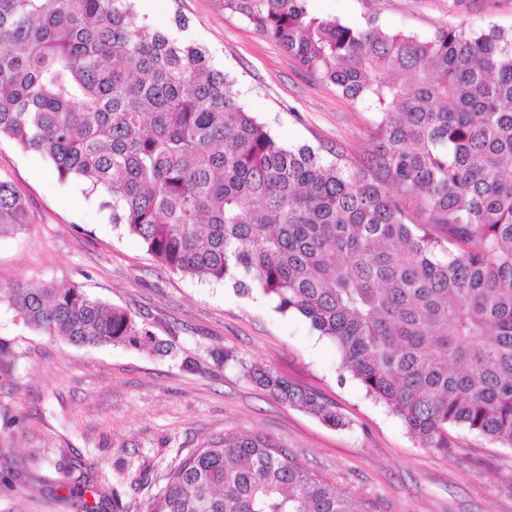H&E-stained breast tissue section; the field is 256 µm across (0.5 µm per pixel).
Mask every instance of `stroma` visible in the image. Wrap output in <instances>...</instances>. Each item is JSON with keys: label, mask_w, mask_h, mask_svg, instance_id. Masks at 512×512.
<instances>
[{"label": "stroma", "mask_w": 512, "mask_h": 512, "mask_svg": "<svg viewBox=\"0 0 512 512\" xmlns=\"http://www.w3.org/2000/svg\"><path fill=\"white\" fill-rule=\"evenodd\" d=\"M321 17L355 26L370 15L417 35L448 25L512 26V0H308ZM148 23L203 44L235 79L241 103L281 144H319L359 160L374 149L376 117L302 70L217 0H138ZM0 179L25 199L33 224L0 235V287L77 286L135 316L157 340L196 363L152 348L78 346L24 327L0 307V512H79L66 485L103 494L101 512H148L169 469L231 430L269 436L375 512H512V449L453 431L459 449L418 447L401 421L340 377L335 345L308 320L281 314L260 290L238 294L160 267L112 226L79 182H58L49 161L0 143ZM232 354L215 361V352ZM268 366L335 406L346 428L272 398L240 363Z\"/></svg>", "instance_id": "stroma-1"}]
</instances>
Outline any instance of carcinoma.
Returning <instances> with one entry per match:
<instances>
[{"label": "carcinoma", "mask_w": 512, "mask_h": 512, "mask_svg": "<svg viewBox=\"0 0 512 512\" xmlns=\"http://www.w3.org/2000/svg\"><path fill=\"white\" fill-rule=\"evenodd\" d=\"M297 65L376 115L361 162L280 144L208 50L135 0H0V139L104 195L112 223L166 269L258 288L333 341L417 445L450 429L512 448V28L418 37L311 14L307 0H220ZM30 223L0 179V233ZM73 345L155 341L82 289L16 283L0 305ZM273 398L332 427L315 392L239 362ZM150 512H374L273 439L214 436L168 474Z\"/></svg>", "instance_id": "1"}]
</instances>
